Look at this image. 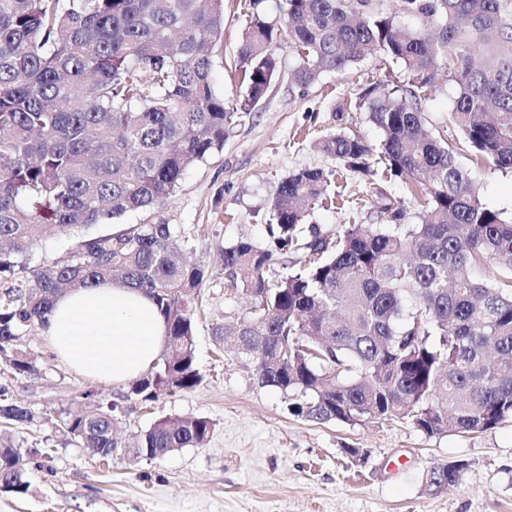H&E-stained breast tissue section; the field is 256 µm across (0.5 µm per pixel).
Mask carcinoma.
<instances>
[{"mask_svg": "<svg viewBox=\"0 0 512 512\" xmlns=\"http://www.w3.org/2000/svg\"><path fill=\"white\" fill-rule=\"evenodd\" d=\"M234 55L246 92L233 108L211 83L224 38V0H0V360L15 377L36 373L17 343L43 330L64 292L114 280L142 290L167 337L128 396L152 404L203 380L195 313L206 271L190 263L170 224H116L165 205L186 172L224 147L233 114L253 112L279 71L278 45L300 63L301 87L344 71L371 51L404 66L403 96L363 93L383 132L373 145L352 130L318 148L353 172L378 157L421 202L418 224L380 204V224L324 235L306 226L329 199L328 175L307 169L279 186L270 244L224 249V283L249 296L242 318L212 327L224 348L254 359L258 382L291 397L318 423L399 420L428 437L476 433L512 421V222L481 203L470 153L512 171V0H400L404 27L384 0H286L287 20L262 3ZM458 94L448 144L425 124L422 102L437 66ZM65 238L37 259L45 226ZM308 259L291 271L290 256ZM499 275L480 281L487 263ZM85 410L59 417L63 443L110 457L112 409L90 391ZM34 414L0 388V424ZM200 416L164 417L125 449L132 461L204 446ZM25 449L0 436V491H29ZM470 464L439 463L431 491L459 483Z\"/></svg>", "mask_w": 512, "mask_h": 512, "instance_id": "cac0c4a2", "label": "carcinoma"}]
</instances>
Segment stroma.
Wrapping results in <instances>:
<instances>
[{"label": "stroma", "mask_w": 512, "mask_h": 512, "mask_svg": "<svg viewBox=\"0 0 512 512\" xmlns=\"http://www.w3.org/2000/svg\"><path fill=\"white\" fill-rule=\"evenodd\" d=\"M250 19L249 0H224V38L214 46L211 79L229 106L242 94L230 65ZM278 57L276 80L255 112L233 115L223 149L191 169L166 206L123 218L127 224L173 225L187 260L207 271L195 328L202 382L144 405L127 398L126 386L69 369L42 334L30 336L36 374L2 373L0 385L37 414L34 423L13 429L14 439L49 449L50 456L28 459V493H0V512H512L511 421L484 432L433 438L399 421L317 423L290 414L287 393L261 386L250 361L215 342L213 324L241 318L251 306L248 296L227 289L220 253L242 239L266 245L271 206L289 175L305 169L330 174L327 192L335 202L314 205L308 218L325 234L345 224L379 223L375 200L381 194L408 216L418 211L401 180L384 166H376L370 177L348 172L315 146L317 139L347 128L379 143L382 132L369 121L361 94L371 85H403V67L371 53L303 88L293 80L297 55L283 45ZM456 93L443 70L423 103L428 127L451 142L459 134L442 120ZM461 162L477 172L482 203L511 218L512 172L471 155ZM88 388L103 402L115 403L120 445L163 417L209 418L213 434L204 447L159 459L132 464L116 454L103 460L63 444L55 428L57 410L78 413L79 393ZM352 448L363 449L364 459L349 456ZM459 459L470 464L461 484L428 491L430 469Z\"/></svg>", "instance_id": "35a3bbf8"}]
</instances>
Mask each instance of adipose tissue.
Segmentation results:
<instances>
[{"label":"adipose tissue","instance_id":"1","mask_svg":"<svg viewBox=\"0 0 512 512\" xmlns=\"http://www.w3.org/2000/svg\"><path fill=\"white\" fill-rule=\"evenodd\" d=\"M43 335L68 367L118 386L156 362L166 325L146 293L104 282L58 297Z\"/></svg>","mask_w":512,"mask_h":512}]
</instances>
